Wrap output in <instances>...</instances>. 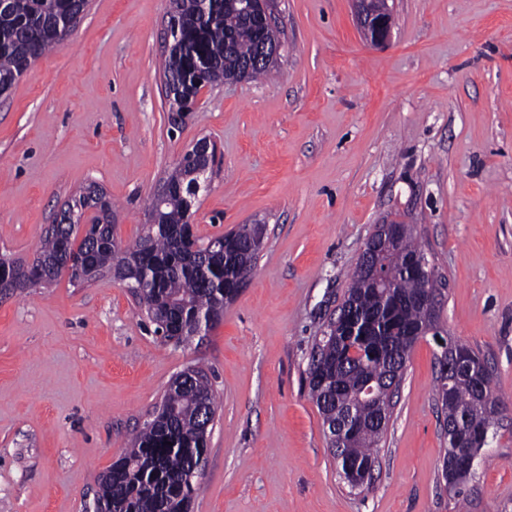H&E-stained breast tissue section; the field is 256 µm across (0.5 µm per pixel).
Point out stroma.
<instances>
[{"mask_svg":"<svg viewBox=\"0 0 512 512\" xmlns=\"http://www.w3.org/2000/svg\"><path fill=\"white\" fill-rule=\"evenodd\" d=\"M168 9L90 0L0 97V254L35 260L93 183L134 241L203 137L217 156L197 236L259 222L264 247L221 321L178 346L109 275L0 295V512H93L101 475L188 367L218 403L193 512H512V0H395L383 47L352 0H274L271 76L204 89L176 127ZM390 218L414 225L446 279L443 326L507 404L460 498L441 478L433 341L411 353L368 490L344 482L310 396L315 338Z\"/></svg>","mask_w":512,"mask_h":512,"instance_id":"35a3bbf8","label":"stroma"}]
</instances>
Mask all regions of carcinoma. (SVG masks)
<instances>
[{
    "label": "carcinoma",
    "mask_w": 512,
    "mask_h": 512,
    "mask_svg": "<svg viewBox=\"0 0 512 512\" xmlns=\"http://www.w3.org/2000/svg\"><path fill=\"white\" fill-rule=\"evenodd\" d=\"M87 2L8 0L0 10V94L11 90L36 60L60 44L52 28L76 24ZM260 39L280 40L275 22L262 29L252 27L239 15L235 0H208L203 12L195 0H188L174 17L172 42L178 54L164 58L163 78L173 91L195 95L203 82H221L224 75L252 61ZM167 181L176 189L157 193L148 203L149 214L157 215L159 224L145 229L120 251L114 250L112 201L106 192L99 190L93 200L82 193L74 196L67 208L74 214L73 222L54 224L47 230L37 261L49 265L64 252L91 249L102 274L124 264L140 265L146 274L137 297L156 330L170 324L187 326L201 314L218 323L226 303L224 278L252 273L259 250H248V244L263 233V226L243 224L233 232L234 241L244 249L239 256L226 258L206 247L188 256L178 232L194 199L191 186L204 184L206 177L197 173L196 161L186 156ZM90 209L95 211L90 235L80 239V221ZM420 251L410 232L393 246L382 259L383 288L378 293L366 279L352 274L348 300L357 305L363 335L333 337L327 326L313 347L308 379L322 420L338 419L351 411L357 421L355 436L334 454L343 473L348 464L375 465L374 448L393 413L392 399L384 387L390 384L393 369L403 377L409 359L405 333L439 325L440 309L427 312L411 303L422 285L406 275L405 260ZM0 280L23 290L28 285L25 266L1 254ZM451 347L468 352L469 361L449 381L436 378V401L448 424L442 476L459 496L471 469L451 465L454 441L458 436L468 437L470 456L478 458L497 435L500 396L493 390L483 397L476 389V367L486 364L485 358L467 346L453 342ZM163 402L166 416L154 427L142 429L100 481L97 499L111 503L115 512H189L199 479L193 468L200 449L208 446L197 412L203 405L214 414L217 405L209 382L192 376L171 383Z\"/></svg>",
    "instance_id": "cac0c4a2"
}]
</instances>
